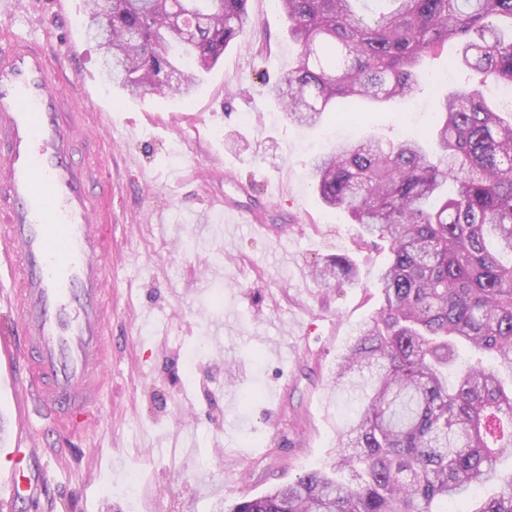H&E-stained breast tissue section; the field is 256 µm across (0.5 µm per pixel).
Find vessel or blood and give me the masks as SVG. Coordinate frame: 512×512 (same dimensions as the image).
I'll use <instances>...</instances> for the list:
<instances>
[{"mask_svg":"<svg viewBox=\"0 0 512 512\" xmlns=\"http://www.w3.org/2000/svg\"><path fill=\"white\" fill-rule=\"evenodd\" d=\"M67 63L0 26V268L14 313L10 327L0 326V380L9 379L16 411L0 485L13 500L49 484L29 463L32 418L61 441L75 439L97 420L108 358L112 215L100 201L112 187L100 180L108 159L98 126L110 116L91 114ZM229 212L265 237L285 233L253 212Z\"/></svg>","mask_w":512,"mask_h":512,"instance_id":"b4317fda","label":"vessel or blood"}]
</instances>
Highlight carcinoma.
<instances>
[{
	"label": "carcinoma",
	"instance_id": "obj_1",
	"mask_svg": "<svg viewBox=\"0 0 512 512\" xmlns=\"http://www.w3.org/2000/svg\"><path fill=\"white\" fill-rule=\"evenodd\" d=\"M85 2L106 75L132 95L164 92L181 69L190 97L194 64L216 65L255 27L247 0H112L110 15ZM358 2L277 0L299 46L275 86L288 122L315 125L333 102L350 113L409 98L422 61L450 44L447 67L473 82L444 97L423 140L367 137L315 158L322 202L351 212L360 241L388 248L382 305L336 364L360 410L338 431L331 470L225 512H512V119L484 97L512 87V0H377L387 10L369 16ZM314 273L329 286L354 268L337 255ZM461 349L472 358L458 366Z\"/></svg>",
	"mask_w": 512,
	"mask_h": 512
}]
</instances>
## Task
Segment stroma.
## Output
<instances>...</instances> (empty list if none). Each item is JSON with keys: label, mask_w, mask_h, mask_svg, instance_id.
I'll return each mask as SVG.
<instances>
[{"label": "stroma", "mask_w": 512, "mask_h": 512, "mask_svg": "<svg viewBox=\"0 0 512 512\" xmlns=\"http://www.w3.org/2000/svg\"><path fill=\"white\" fill-rule=\"evenodd\" d=\"M16 34L52 54L73 48L69 79L88 85L112 116V359L101 420L71 454L32 421L50 474L46 502L0 499V512H217L336 457L340 425L357 403L337 393L334 368L379 308L387 252L358 246L348 212L325 206L312 162L337 144L326 114L290 124L273 90L296 56L272 0L247 8L268 40L244 36L188 98L131 97L102 75L85 34L83 0H0ZM427 69L436 85L389 106L361 102L359 137H419L459 74ZM256 207L282 240L249 225L224 230L220 200ZM357 275L338 287L312 276L330 257ZM136 483L135 494L125 491Z\"/></svg>", "instance_id": "obj_1"}]
</instances>
